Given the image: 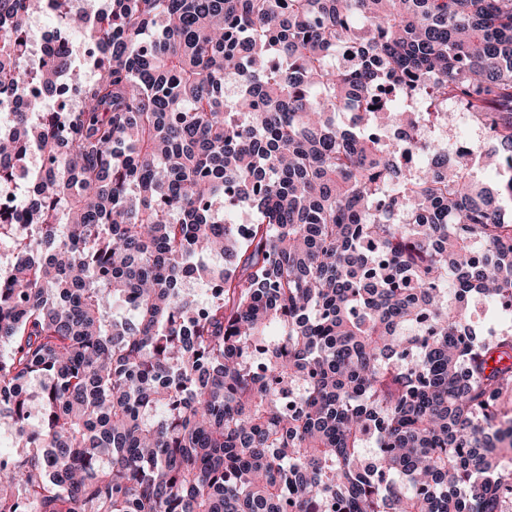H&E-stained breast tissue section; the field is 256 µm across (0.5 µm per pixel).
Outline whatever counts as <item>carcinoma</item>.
Masks as SVG:
<instances>
[{
	"label": "carcinoma",
	"mask_w": 512,
	"mask_h": 512,
	"mask_svg": "<svg viewBox=\"0 0 512 512\" xmlns=\"http://www.w3.org/2000/svg\"><path fill=\"white\" fill-rule=\"evenodd\" d=\"M0 96V512H512V0H0ZM458 112L494 181L372 136Z\"/></svg>",
	"instance_id": "1"
}]
</instances>
